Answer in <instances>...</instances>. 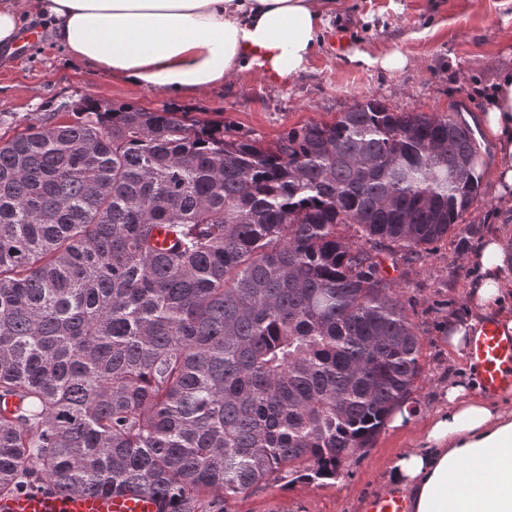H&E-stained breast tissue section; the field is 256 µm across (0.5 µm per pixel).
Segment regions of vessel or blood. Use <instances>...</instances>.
<instances>
[{
	"instance_id": "obj_1",
	"label": "vessel or blood",
	"mask_w": 512,
	"mask_h": 512,
	"mask_svg": "<svg viewBox=\"0 0 512 512\" xmlns=\"http://www.w3.org/2000/svg\"><path fill=\"white\" fill-rule=\"evenodd\" d=\"M470 359L480 371V390L495 395L512 390V333L486 320L469 347ZM159 499L138 493L62 494L44 488L0 496V512H161ZM370 512H406L398 492L371 499Z\"/></svg>"
}]
</instances>
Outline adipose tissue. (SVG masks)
<instances>
[{
	"mask_svg": "<svg viewBox=\"0 0 512 512\" xmlns=\"http://www.w3.org/2000/svg\"><path fill=\"white\" fill-rule=\"evenodd\" d=\"M334 0H0V51L12 52L28 17L48 18L71 62L125 83L190 98L238 74L283 81L305 71ZM483 135L497 150L489 172L512 208V69H500ZM478 272L468 318L448 324V350L467 355L483 319L512 332V245L491 235L466 258ZM388 480L410 512H512V398L449 381L424 423L422 444L393 459Z\"/></svg>",
	"mask_w": 512,
	"mask_h": 512,
	"instance_id": "adipose-tissue-1",
	"label": "adipose tissue"
}]
</instances>
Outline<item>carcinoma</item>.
Listing matches in <instances>:
<instances>
[{
  "instance_id": "obj_1",
  "label": "carcinoma",
  "mask_w": 512,
  "mask_h": 512,
  "mask_svg": "<svg viewBox=\"0 0 512 512\" xmlns=\"http://www.w3.org/2000/svg\"><path fill=\"white\" fill-rule=\"evenodd\" d=\"M17 126L0 136V496L130 490L197 512L336 477L411 397L420 341L387 267L477 231L466 122L368 98L264 146L82 97Z\"/></svg>"
}]
</instances>
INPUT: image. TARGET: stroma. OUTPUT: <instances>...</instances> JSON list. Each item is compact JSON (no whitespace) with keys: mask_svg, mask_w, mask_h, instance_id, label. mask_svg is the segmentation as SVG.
<instances>
[{"mask_svg":"<svg viewBox=\"0 0 512 512\" xmlns=\"http://www.w3.org/2000/svg\"><path fill=\"white\" fill-rule=\"evenodd\" d=\"M502 0H336L326 19L324 42L306 71L283 84L245 73L185 99L204 119L275 140L303 123L331 122L356 101L377 98L401 112L445 116L460 113L477 127V117L499 69L512 67V8ZM37 36L29 50L0 57V113L23 118L58 111L67 100L84 96L119 107L159 108L171 98L107 78L71 63L42 21L29 22ZM376 57L400 52L407 65L388 71L352 60L354 51ZM479 201L466 216L479 225L478 237L512 235V218L501 220L489 179L479 184ZM477 239L435 243L407 276L396 277L401 301L421 342V375L411 397L418 418L410 426L382 429L370 448L356 451L330 480L274 483L227 499L225 512H364L365 503L387 492L385 476L397 453L415 447L423 420L441 386L459 376L448 351L449 320L467 314L464 294L475 280L466 257Z\"/></svg>","mask_w":512,"mask_h":512,"instance_id":"stroma-1","label":"stroma"}]
</instances>
